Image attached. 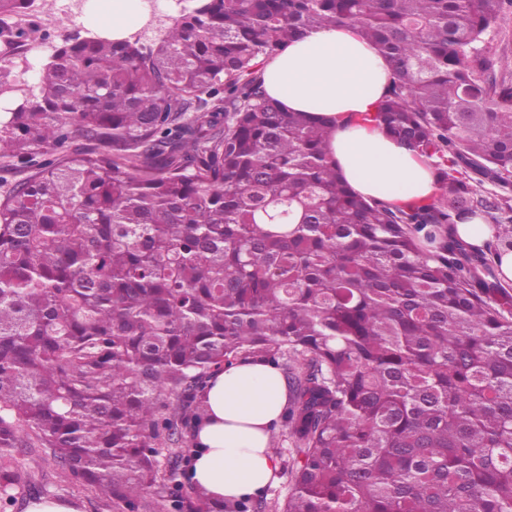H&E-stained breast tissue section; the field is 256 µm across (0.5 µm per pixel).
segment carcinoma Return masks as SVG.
I'll return each instance as SVG.
<instances>
[{
	"instance_id": "obj_1",
	"label": "carcinoma",
	"mask_w": 512,
	"mask_h": 512,
	"mask_svg": "<svg viewBox=\"0 0 512 512\" xmlns=\"http://www.w3.org/2000/svg\"><path fill=\"white\" fill-rule=\"evenodd\" d=\"M0 0V512L45 489L20 450L112 512H512V70L478 48L512 0H189L146 46L88 31L16 48ZM354 25L392 71L373 121L439 193L365 199L333 118L263 66ZM480 219L495 243L455 225ZM287 380L288 494L191 482L212 372Z\"/></svg>"
}]
</instances>
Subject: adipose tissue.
<instances>
[{
    "instance_id": "ef3b65f1",
    "label": "adipose tissue",
    "mask_w": 512,
    "mask_h": 512,
    "mask_svg": "<svg viewBox=\"0 0 512 512\" xmlns=\"http://www.w3.org/2000/svg\"><path fill=\"white\" fill-rule=\"evenodd\" d=\"M264 77L270 97L286 110L335 117L330 154L355 192L394 205L436 195L430 162L370 120L391 70L355 26L321 28L288 43L266 62ZM205 396L208 416L191 457L194 480L225 499L264 496L277 480L271 436L288 403L281 371L265 361L238 363L219 371Z\"/></svg>"
}]
</instances>
